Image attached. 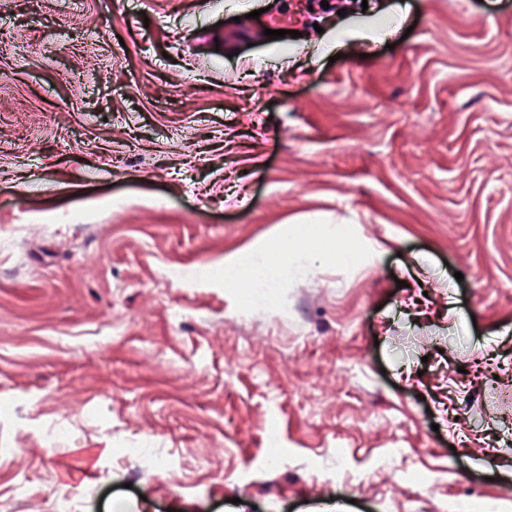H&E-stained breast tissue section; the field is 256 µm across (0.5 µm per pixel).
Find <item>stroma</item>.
<instances>
[{"label":"stroma","instance_id":"obj_1","mask_svg":"<svg viewBox=\"0 0 512 512\" xmlns=\"http://www.w3.org/2000/svg\"><path fill=\"white\" fill-rule=\"evenodd\" d=\"M0 33V512H512V0ZM310 215L358 270L213 275Z\"/></svg>","mask_w":512,"mask_h":512}]
</instances>
